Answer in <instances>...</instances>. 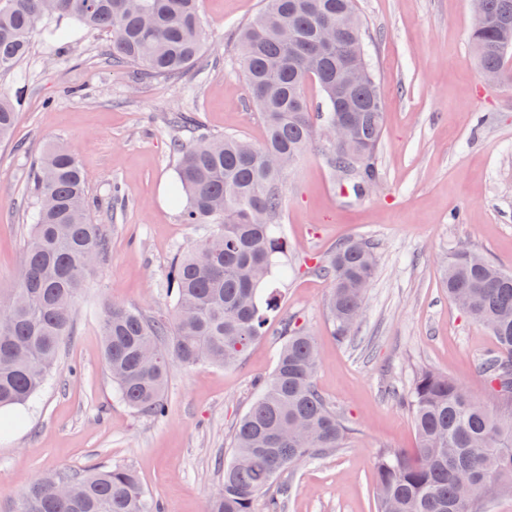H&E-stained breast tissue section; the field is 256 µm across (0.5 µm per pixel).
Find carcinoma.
Segmentation results:
<instances>
[{"label":"carcinoma","mask_w":512,"mask_h":512,"mask_svg":"<svg viewBox=\"0 0 512 512\" xmlns=\"http://www.w3.org/2000/svg\"><path fill=\"white\" fill-rule=\"evenodd\" d=\"M112 38V63L145 78L172 81L198 61L205 33L200 0H0V74L17 71L37 36L70 41L69 23ZM483 75L512 80V0H482L469 30ZM363 44L356 0H263L240 35L238 66L265 123V138L206 135L194 116L173 115L177 155L173 188L182 223L201 239L169 270V311L145 315L120 302L99 312L103 360L119 398L138 416L166 417L172 367H230L266 333L279 311L271 288L288 274V243L279 218L288 170L336 121V98L355 118L356 146L377 165L384 108L369 62L342 86L344 67ZM316 84L323 102L306 94ZM18 112L0 93V141ZM327 163L355 199L365 193L351 148L327 143ZM31 234L11 288L0 289V410L26 404L56 368L72 335L75 307L110 257L108 225L95 224L88 176L75 153L53 145L34 163ZM373 244L350 239L312 269L331 284L327 302L335 337H351L375 276ZM450 299L497 342L479 364L496 403L491 409L460 382L420 370L401 394L419 444L411 455L389 450L375 463L377 512H486L512 494V272L468 248L449 252ZM277 363L237 423L222 483L206 512H255L258 496L284 472L343 448L349 421L318 390L315 340L291 318L281 320ZM289 486L268 497L266 512H285ZM7 512H161L127 467H90L34 479Z\"/></svg>","instance_id":"obj_1"}]
</instances>
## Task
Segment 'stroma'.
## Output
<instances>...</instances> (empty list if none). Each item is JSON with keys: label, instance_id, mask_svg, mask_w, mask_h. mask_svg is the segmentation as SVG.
I'll return each instance as SVG.
<instances>
[{"label": "stroma", "instance_id": "stroma-1", "mask_svg": "<svg viewBox=\"0 0 512 512\" xmlns=\"http://www.w3.org/2000/svg\"><path fill=\"white\" fill-rule=\"evenodd\" d=\"M365 46L384 107L379 183L349 201L315 140L285 180L280 222L290 271L281 313L315 337L320 391L351 421L346 447L283 474L285 512H375L381 450L413 453L411 413L397 398L425 367L491 402L478 369L494 337L448 298L442 257L466 247L512 269V85L487 84L467 34L469 0H358ZM262 0H202L207 48L173 81L145 80L113 66L111 40L83 28L66 59L34 40L18 73L0 74L17 99L11 141L0 144V289L23 258L34 162L49 144L77 154L89 177L93 220L110 227L111 257L78 301L73 336L20 424L0 433V503L29 482L90 464L134 469L162 512H205L218 463L274 370L279 322H271L232 367H173L166 420L135 415L115 394L101 351L97 313L118 301L153 314L171 308L167 275L200 235L170 199L177 158L174 113L200 116L210 134L261 143L264 124L236 57L238 32ZM365 237L378 266L362 323L347 341L332 334L330 285L313 272L339 241Z\"/></svg>", "mask_w": 512, "mask_h": 512}]
</instances>
